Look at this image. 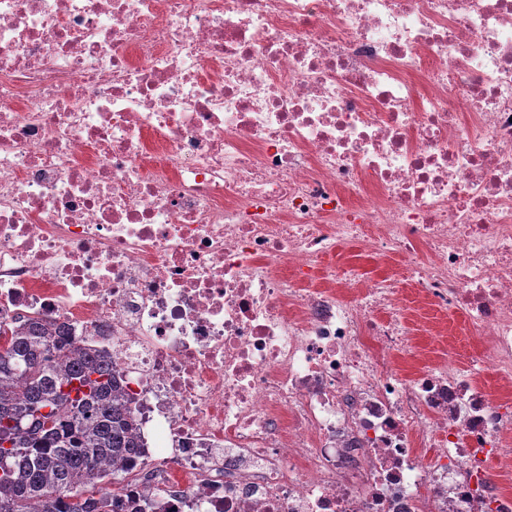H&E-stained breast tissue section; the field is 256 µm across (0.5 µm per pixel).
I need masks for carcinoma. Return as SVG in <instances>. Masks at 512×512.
I'll list each match as a JSON object with an SVG mask.
<instances>
[{
    "mask_svg": "<svg viewBox=\"0 0 512 512\" xmlns=\"http://www.w3.org/2000/svg\"><path fill=\"white\" fill-rule=\"evenodd\" d=\"M137 416L110 357L51 319L20 322L0 347V512H156L122 498L143 456Z\"/></svg>",
    "mask_w": 512,
    "mask_h": 512,
    "instance_id": "cac0c4a2",
    "label": "carcinoma"
}]
</instances>
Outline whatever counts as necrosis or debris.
Here are the masks:
<instances>
[{
  "label": "necrosis or debris",
  "mask_w": 512,
  "mask_h": 512,
  "mask_svg": "<svg viewBox=\"0 0 512 512\" xmlns=\"http://www.w3.org/2000/svg\"><path fill=\"white\" fill-rule=\"evenodd\" d=\"M37 317L110 356L161 512H512V0H0V328ZM349 262L360 263L363 271L371 272L372 274L381 270V268H376V266L365 257L361 246L358 244L345 246L337 252L336 263L347 264ZM406 304L415 310L410 312L409 327L411 332L431 357H439L443 353L448 354V349L457 355L460 364L473 348L476 342L462 329L458 319L452 316H445L430 306L413 303L415 291L406 286ZM450 351V349H449Z\"/></svg>",
  "instance_id": "obj_1"
}]
</instances>
